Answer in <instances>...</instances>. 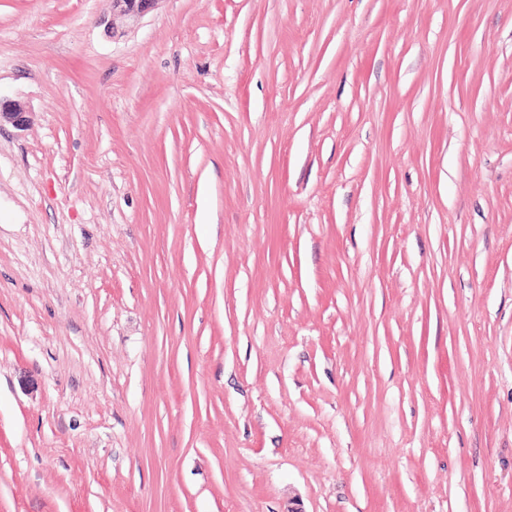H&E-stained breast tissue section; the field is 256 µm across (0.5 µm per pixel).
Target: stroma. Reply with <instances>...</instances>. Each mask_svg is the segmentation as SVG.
Listing matches in <instances>:
<instances>
[{"mask_svg": "<svg viewBox=\"0 0 512 512\" xmlns=\"http://www.w3.org/2000/svg\"><path fill=\"white\" fill-rule=\"evenodd\" d=\"M0 512H512V0H0ZM158 0H112L113 10L131 20H138L154 7ZM28 114L20 104L0 97V124L6 121L22 129L30 122Z\"/></svg>", "mask_w": 512, "mask_h": 512, "instance_id": "obj_1", "label": "stroma"}]
</instances>
